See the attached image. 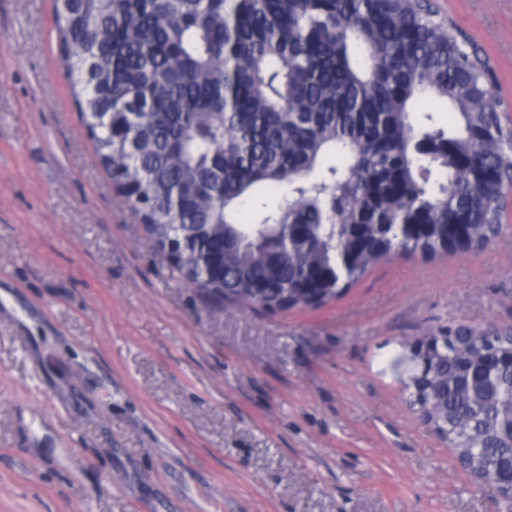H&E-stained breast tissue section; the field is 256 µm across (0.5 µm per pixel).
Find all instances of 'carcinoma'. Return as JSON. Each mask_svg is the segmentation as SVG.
Segmentation results:
<instances>
[{
  "label": "carcinoma",
  "mask_w": 512,
  "mask_h": 512,
  "mask_svg": "<svg viewBox=\"0 0 512 512\" xmlns=\"http://www.w3.org/2000/svg\"><path fill=\"white\" fill-rule=\"evenodd\" d=\"M99 163L225 311L339 298L379 263L501 235L512 130L491 65L430 0H54ZM448 113L453 127L432 112ZM288 186L243 224V201ZM224 252V273L201 258ZM410 410L487 487L512 463V332L411 338Z\"/></svg>",
  "instance_id": "obj_1"
}]
</instances>
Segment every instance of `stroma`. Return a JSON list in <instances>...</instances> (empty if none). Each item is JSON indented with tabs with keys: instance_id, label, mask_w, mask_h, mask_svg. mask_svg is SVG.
I'll return each mask as SVG.
<instances>
[{
	"instance_id": "35a3bbf8",
	"label": "stroma",
	"mask_w": 512,
	"mask_h": 512,
	"mask_svg": "<svg viewBox=\"0 0 512 512\" xmlns=\"http://www.w3.org/2000/svg\"><path fill=\"white\" fill-rule=\"evenodd\" d=\"M512 116V0H435ZM502 235L314 309L179 280L97 161L52 0H0V512H496L407 406V341L512 328Z\"/></svg>"
}]
</instances>
